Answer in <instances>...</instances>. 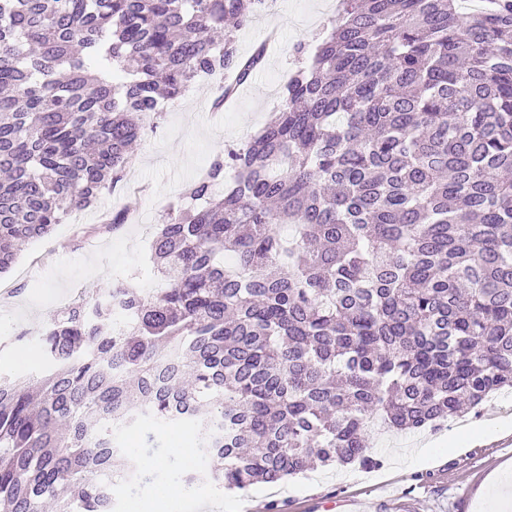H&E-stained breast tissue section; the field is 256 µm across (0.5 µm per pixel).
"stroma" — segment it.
<instances>
[{
  "label": "stroma",
  "instance_id": "1",
  "mask_svg": "<svg viewBox=\"0 0 512 512\" xmlns=\"http://www.w3.org/2000/svg\"><path fill=\"white\" fill-rule=\"evenodd\" d=\"M335 16L336 0H265L237 41L242 56L262 44L267 54L223 113L211 111L218 88L203 80L195 85L196 96L162 104L153 129L136 147L134 170L91 208L97 215L127 208L134 223L72 248L68 242L77 227L65 221L50 238L23 248L0 275V287L9 292L7 303H0V376L23 380L46 373L39 338L49 319L79 296L107 294L133 270L142 288H156L144 258L162 206L202 173L213 152L244 143L269 120L297 64L294 46L302 42L315 49ZM149 433L155 446L145 443ZM123 437L130 457L151 472L136 496L124 497L122 512H139L140 498L152 495L167 497V512H212L217 499L224 512H326L329 502L334 512H512V493L505 510H498L500 486L490 479L494 472L512 474V391L492 395L478 410L436 431L370 434L379 467L318 468L287 479V491L276 493L265 484L245 493L222 491L208 476L192 490L170 493L169 476L152 463L166 456L174 439L194 441V430L180 422L143 421Z\"/></svg>",
  "mask_w": 512,
  "mask_h": 512
}]
</instances>
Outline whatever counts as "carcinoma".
Returning a JSON list of instances; mask_svg holds the SVG:
<instances>
[{
	"label": "carcinoma",
	"mask_w": 512,
	"mask_h": 512,
	"mask_svg": "<svg viewBox=\"0 0 512 512\" xmlns=\"http://www.w3.org/2000/svg\"><path fill=\"white\" fill-rule=\"evenodd\" d=\"M264 2L0 0V273L122 181L162 99L221 72L224 109ZM462 2L340 0L278 112L163 207L162 287L57 314L38 394L0 378V512H112L140 420L195 424L246 492L512 390V0Z\"/></svg>",
	"instance_id": "1"
}]
</instances>
